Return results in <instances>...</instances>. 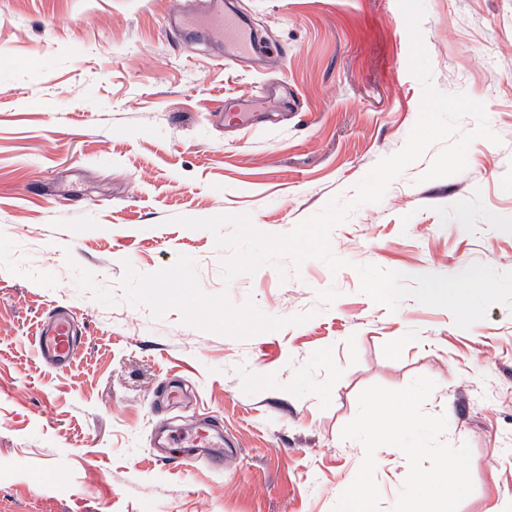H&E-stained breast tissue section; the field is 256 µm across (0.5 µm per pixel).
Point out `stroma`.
Returning a JSON list of instances; mask_svg holds the SVG:
<instances>
[{
	"label": "stroma",
	"mask_w": 512,
	"mask_h": 512,
	"mask_svg": "<svg viewBox=\"0 0 512 512\" xmlns=\"http://www.w3.org/2000/svg\"><path fill=\"white\" fill-rule=\"evenodd\" d=\"M178 3L204 0H0V512H332L364 459L341 437L359 394L420 376L471 449L458 512H512V310L463 330L356 271L512 272V0H425L421 23L433 85L501 144L426 182L430 146L331 231L338 272L285 258L228 283L229 249L178 218L289 233L403 147L422 87L399 0H233L273 46L250 67L166 29ZM229 100L260 102L255 124L226 128ZM60 307L83 335L57 372L35 333ZM173 381L188 396L160 408ZM204 419L221 467L158 445ZM380 457L392 512L409 465Z\"/></svg>",
	"instance_id": "35a3bbf8"
}]
</instances>
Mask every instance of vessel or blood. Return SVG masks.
Wrapping results in <instances>:
<instances>
[{
	"instance_id": "obj_1",
	"label": "vessel or blood",
	"mask_w": 512,
	"mask_h": 512,
	"mask_svg": "<svg viewBox=\"0 0 512 512\" xmlns=\"http://www.w3.org/2000/svg\"><path fill=\"white\" fill-rule=\"evenodd\" d=\"M206 27L212 39L223 47L226 55L238 59L261 57L265 45L250 22L228 0H211L202 11L176 10L169 14L167 26L175 31ZM78 332L69 317L57 315L44 322L36 335L39 358L54 368L67 367L72 362ZM192 446L212 457L221 450L212 440V428L203 423L196 427Z\"/></svg>"
}]
</instances>
